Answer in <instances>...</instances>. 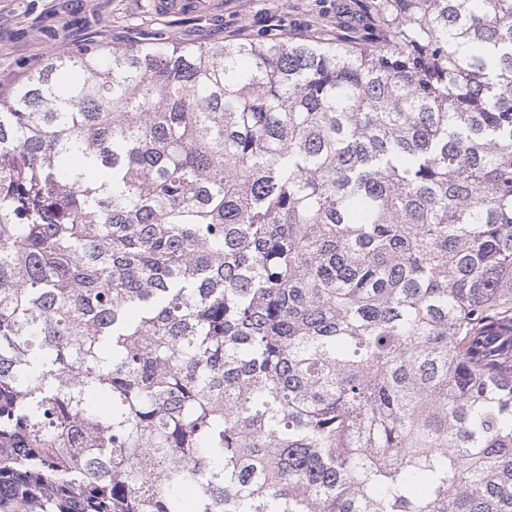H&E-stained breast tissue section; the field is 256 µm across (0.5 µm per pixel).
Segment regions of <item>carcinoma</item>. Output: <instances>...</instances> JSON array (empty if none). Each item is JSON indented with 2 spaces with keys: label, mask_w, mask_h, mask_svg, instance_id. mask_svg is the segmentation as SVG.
<instances>
[{
  "label": "carcinoma",
  "mask_w": 512,
  "mask_h": 512,
  "mask_svg": "<svg viewBox=\"0 0 512 512\" xmlns=\"http://www.w3.org/2000/svg\"><path fill=\"white\" fill-rule=\"evenodd\" d=\"M364 9L0 96V512H512V0Z\"/></svg>",
  "instance_id": "1"
}]
</instances>
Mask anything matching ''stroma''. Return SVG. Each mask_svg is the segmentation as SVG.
<instances>
[{
	"label": "stroma",
	"instance_id": "stroma-1",
	"mask_svg": "<svg viewBox=\"0 0 512 512\" xmlns=\"http://www.w3.org/2000/svg\"><path fill=\"white\" fill-rule=\"evenodd\" d=\"M371 26L360 0H220L209 13L180 15L156 11L153 0H0V94L53 53L150 42L327 41Z\"/></svg>",
	"mask_w": 512,
	"mask_h": 512
}]
</instances>
